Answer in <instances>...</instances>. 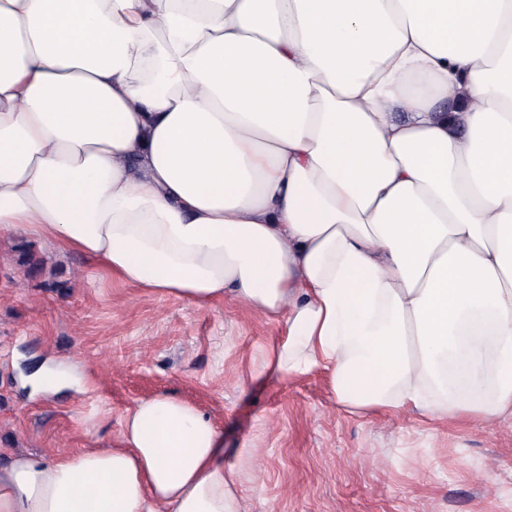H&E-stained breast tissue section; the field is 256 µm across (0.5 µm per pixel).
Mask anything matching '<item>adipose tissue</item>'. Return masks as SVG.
Returning <instances> with one entry per match:
<instances>
[{
  "label": "adipose tissue",
  "mask_w": 512,
  "mask_h": 512,
  "mask_svg": "<svg viewBox=\"0 0 512 512\" xmlns=\"http://www.w3.org/2000/svg\"><path fill=\"white\" fill-rule=\"evenodd\" d=\"M0 235L283 321L349 414L512 421V0H0ZM163 392L0 512H246Z\"/></svg>",
  "instance_id": "adipose-tissue-1"
}]
</instances>
